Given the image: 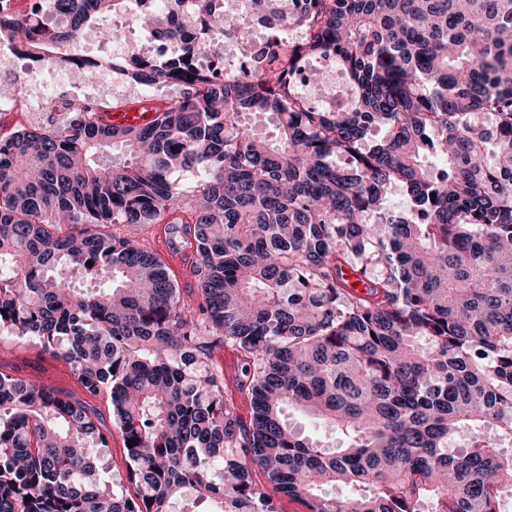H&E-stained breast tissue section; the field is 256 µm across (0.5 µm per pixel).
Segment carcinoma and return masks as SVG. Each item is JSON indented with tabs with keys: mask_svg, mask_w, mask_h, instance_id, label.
<instances>
[{
	"mask_svg": "<svg viewBox=\"0 0 512 512\" xmlns=\"http://www.w3.org/2000/svg\"><path fill=\"white\" fill-rule=\"evenodd\" d=\"M134 1L183 54L69 55L86 29L118 36L107 20ZM253 5L297 38L222 79L200 58L225 36L254 47L207 0H61L65 21L0 10V43L31 66L179 87L143 126L65 98L0 137V335L62 355L131 444L126 478L101 486L97 409L0 371V512H278L271 489L307 512H503L512 494V0ZM325 58L345 107L310 108L295 83L305 65L325 97ZM247 112L275 117L276 139ZM189 171L186 190L174 174ZM393 187L406 208L386 204ZM114 224L167 225L197 296ZM221 345L243 361L247 422ZM289 407L346 442L299 435ZM214 360L224 368V383L229 394L237 403L240 416L244 421H249L250 404L246 396L238 393L236 389L237 380L241 372V363L236 351L231 347H220L214 351Z\"/></svg>",
	"mask_w": 512,
	"mask_h": 512,
	"instance_id": "cac0c4a2",
	"label": "carcinoma"
}]
</instances>
